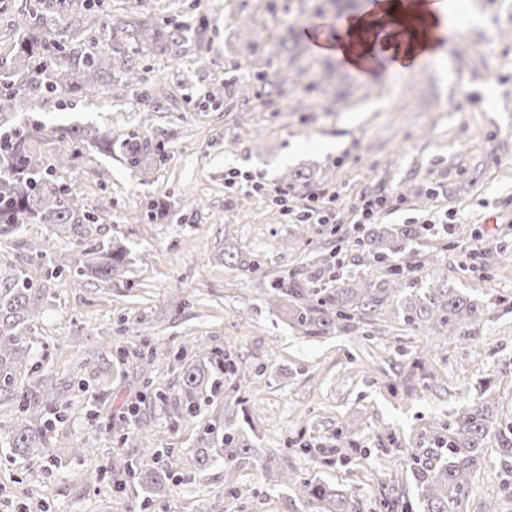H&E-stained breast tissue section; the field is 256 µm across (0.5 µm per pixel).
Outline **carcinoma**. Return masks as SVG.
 <instances>
[{"instance_id":"cac0c4a2","label":"carcinoma","mask_w":512,"mask_h":512,"mask_svg":"<svg viewBox=\"0 0 512 512\" xmlns=\"http://www.w3.org/2000/svg\"><path fill=\"white\" fill-rule=\"evenodd\" d=\"M105 0H26L27 9L14 20V40L0 49V238L15 235L24 224H49L53 234L72 240L73 272L81 278L110 282L125 272L127 248L101 238L95 216L82 208L63 170L82 145L94 144L112 151V133L95 127L48 125L36 116L23 124L11 120L20 97L45 102L59 95L73 98L102 94L116 70L129 84L144 80L139 55L145 50L164 53L181 41L177 28L159 26L146 15L132 20L102 10ZM91 19L92 26L70 39L53 28L72 15ZM109 29L111 52L98 50L91 33L97 25ZM44 143L60 145L57 151H40ZM124 159L132 169L150 170L161 160L162 144L139 137L123 145ZM421 230L409 225L382 226L371 231L364 256L371 264H386L388 276L348 282L336 278L332 288L271 285L273 305L282 307L288 321L308 335H326L354 329L361 316L389 308L403 323L428 332L444 326L469 324L478 318L477 304L448 287L436 275L419 281L392 266L402 245L420 238ZM444 256L432 246L419 256L417 268L441 270ZM43 291L33 287L27 274L13 266L0 267V407H11L12 426L0 429V448L25 460L46 456L57 443L58 424L69 401L61 397L51 372H38L25 330L37 317ZM180 369V417L194 418L205 399L224 392V374L239 375V366L196 342L191 349L180 344L166 348ZM492 402L475 401L446 423L430 430V447L414 448L411 467L420 512H463L472 477L481 468L486 450L495 445L504 470L512 475V422L501 423L491 414ZM126 435L152 445L150 455L126 453L112 464L115 492L132 488L127 512H147L166 497L176 470L196 471L224 461L225 487L236 492V474L245 466L260 467L268 476L295 487L298 499L315 512H357V504L327 483L311 482L291 471H277L274 455L254 446L234 419L232 409L224 419L202 429L198 447L173 457L171 448L159 445L145 423L130 420Z\"/></svg>"}]
</instances>
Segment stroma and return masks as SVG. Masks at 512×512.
I'll return each instance as SVG.
<instances>
[{
	"mask_svg": "<svg viewBox=\"0 0 512 512\" xmlns=\"http://www.w3.org/2000/svg\"><path fill=\"white\" fill-rule=\"evenodd\" d=\"M112 13L148 14L181 28L173 52L144 55L146 80L115 79L106 93L61 96L39 104L22 98L12 112H32L52 125L94 126L115 141L145 136L164 142L165 157L148 173L130 169L119 151L82 146L64 179L104 237L124 244L131 261L119 279L88 283L76 275L52 278L28 258L30 243L53 237L44 224L23 225L0 238V264L23 267L45 300L30 336L37 353L67 382L71 406L59 435L69 446L88 444L81 463L8 459L0 449V512H125L111 480L78 481L82 469L110 472L123 444L119 426L139 410L158 441L187 453L203 425L233 402L239 423L258 447L277 454L280 467L352 494L358 512H388L389 499L414 500L407 462L428 445L437 421L482 395L494 398L501 420L512 421V0H448L464 15L441 61L374 82L298 35L285 54L274 47L281 30L315 20L363 13L367 0H108ZM285 79L267 98L263 74ZM249 87L242 99L240 87ZM162 97L149 109L151 94ZM335 142L333 151L316 142ZM287 188V205L250 192L246 176ZM394 190L399 208L381 224H409L436 208L455 211L447 232H426L403 257L415 261L426 246L444 245L443 273L457 292L479 302L480 316L462 327L427 333L389 316L356 329L311 337L296 331L271 306L269 285L292 286L300 273L380 281L352 241L362 195ZM336 197L337 223L301 227L296 211L310 195ZM156 204L146 216L148 204ZM54 239L67 264L69 240ZM480 256H473L474 248ZM252 256L249 271L225 253ZM135 325L142 341L163 348L190 339L211 348L231 344L244 380L225 400L174 422L180 381L173 361L156 357L146 372L135 363L101 369L104 391L79 387L87 360L103 335ZM166 402L145 404L141 374ZM355 435L357 449L330 452L321 463L303 444L329 445L336 431ZM506 474L488 450L474 476L466 512L499 500L512 512ZM155 512H307L292 490L260 469L241 471L236 493L224 489V464L177 474Z\"/></svg>",
	"mask_w": 512,
	"mask_h": 512,
	"instance_id": "1",
	"label": "stroma"
}]
</instances>
